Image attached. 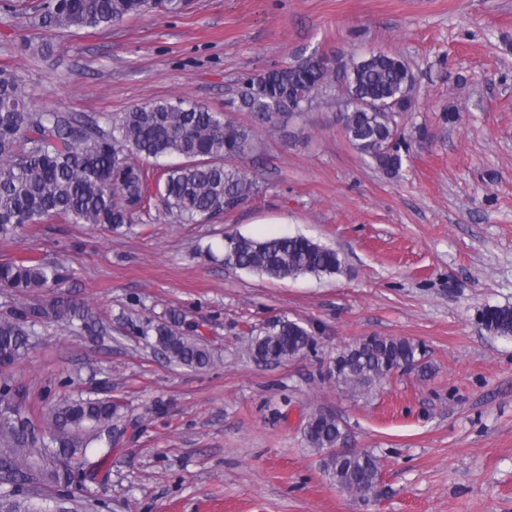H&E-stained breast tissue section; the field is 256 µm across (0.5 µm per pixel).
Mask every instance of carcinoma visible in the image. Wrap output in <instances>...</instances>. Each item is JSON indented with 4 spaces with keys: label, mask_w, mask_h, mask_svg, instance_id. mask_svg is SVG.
Masks as SVG:
<instances>
[{
    "label": "carcinoma",
    "mask_w": 512,
    "mask_h": 512,
    "mask_svg": "<svg viewBox=\"0 0 512 512\" xmlns=\"http://www.w3.org/2000/svg\"><path fill=\"white\" fill-rule=\"evenodd\" d=\"M183 0H11L10 12L47 32L105 28L156 10L176 13ZM340 91V128L363 160L396 177L409 153L401 121L417 103L415 78L397 54L376 53L350 65L325 55L301 56L245 80L240 111L263 124L270 139L285 133V119L304 116L305 103ZM256 128L227 113L184 99H159L100 119L77 112L38 109L16 68L0 65V242L30 224L64 221L117 228L134 223L149 202V181L141 161L179 157L166 168L160 189L168 208L198 224L232 211L260 192L243 163L260 147ZM224 263L240 270L286 279L343 272L339 252L303 235L254 240L225 239ZM68 278L59 262L0 264V290L12 309L0 314V372L13 367L33 345L37 328L57 324L79 336L93 331L89 312L61 290ZM484 329L512 337V307L486 306ZM140 332L170 364L193 370L212 365V353L194 330L175 319ZM316 347L312 331L280 320L252 338L247 351L265 364H281ZM422 348L406 338L369 336L338 352L329 366L336 386L363 393L379 385L390 369L417 367ZM121 405L110 396L64 398L33 422L25 388L0 377V512H78L92 506L86 483L94 482L117 437L126 429ZM342 432L336 418L320 411L303 428L308 446L323 452ZM324 472L340 490L369 493L379 486L378 458L365 451L340 464L323 458ZM69 490L49 508L44 487Z\"/></svg>",
    "instance_id": "carcinoma-1"
}]
</instances>
